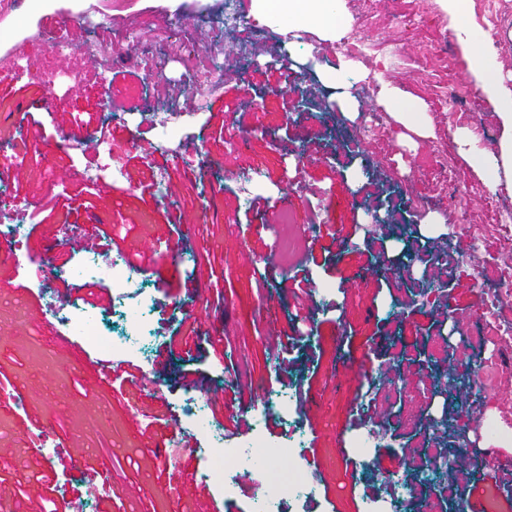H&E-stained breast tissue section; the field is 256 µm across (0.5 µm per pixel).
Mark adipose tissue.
Here are the masks:
<instances>
[{"mask_svg":"<svg viewBox=\"0 0 512 512\" xmlns=\"http://www.w3.org/2000/svg\"><path fill=\"white\" fill-rule=\"evenodd\" d=\"M448 13L453 33L465 51L469 71L477 84L494 98L501 122L497 147L480 149L469 129L453 133L461 155L490 186L512 183V89L505 86L496 55L487 47L482 33L468 20L464 0H441ZM251 13L258 23L277 26L283 33L297 34L313 31L329 40L340 39L349 23L345 0H252ZM368 71L349 59H340L336 66L323 70V82L335 90L339 111L353 115L361 110L360 101L353 95L356 83L366 80ZM377 104L391 112L398 123L425 138L430 134L426 106L411 98L392 81L377 77Z\"/></svg>","mask_w":512,"mask_h":512,"instance_id":"1","label":"adipose tissue"}]
</instances>
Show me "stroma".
<instances>
[{
    "label": "stroma",
    "mask_w": 512,
    "mask_h": 512,
    "mask_svg": "<svg viewBox=\"0 0 512 512\" xmlns=\"http://www.w3.org/2000/svg\"><path fill=\"white\" fill-rule=\"evenodd\" d=\"M466 5L474 26L493 17L486 39L512 88V0ZM345 6L377 72L425 103L433 135L416 147L375 99H363L353 119L320 111L332 91L317 73L326 41L316 33H303L296 47L312 68L291 67L292 85L281 89L287 37L269 25L226 29L224 0H60L51 10L0 0V31L19 36L50 23L78 45L90 15L99 39L114 46L108 67L86 61L80 89L63 85L48 99L19 80L0 86V193L43 218L23 244L32 265L0 259V372L10 381L0 388L6 512H252L257 472L233 471L234 492L225 496L201 479L197 457L184 455L177 469L163 462V450L204 441L202 432L177 427L186 396L207 401L217 424L244 414L246 439L272 387L314 401L299 423L315 493L283 501L281 512H362L364 497H388L382 474H411L437 454L452 469L463 459L477 465V489L460 498L466 506L512 512V442L487 435L493 424L512 431V335H470L490 312L512 327V298L492 309L486 294L512 280V188L490 187L452 137L466 127L494 148L497 109L470 76L439 0ZM209 52L223 78L197 106L188 99L189 66ZM299 90L308 91L310 108L297 110ZM165 105L181 108L182 148L197 152L194 162L155 151V115ZM103 128L125 176L92 188L83 174L97 163ZM236 139L242 148L228 149ZM286 196L290 224L280 209ZM392 205L405 219L388 233V255L397 257L390 263L366 250L352 227L366 223L368 210ZM431 211L441 223H425ZM87 233L139 265L153 309L145 370L154 387L101 379L62 341L70 305L112 310L102 284L68 291L56 275L78 265ZM291 235L316 262L308 267L311 319L283 355L267 337L291 331L288 276L297 260L276 252ZM417 235L446 257L447 285L403 255ZM463 362L470 369L456 386L433 384V373ZM368 426L385 434L372 466L347 468ZM77 448L85 451L79 466L71 460ZM88 472L105 475L110 493L87 499Z\"/></svg>",
    "instance_id": "obj_1"
}]
</instances>
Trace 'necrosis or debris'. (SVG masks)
Instances as JSON below:
<instances>
[{
    "label": "necrosis or debris",
    "instance_id": "necrosis-or-debris-1",
    "mask_svg": "<svg viewBox=\"0 0 512 512\" xmlns=\"http://www.w3.org/2000/svg\"><path fill=\"white\" fill-rule=\"evenodd\" d=\"M47 39V33L34 31L28 40L13 44L8 55L0 58V67L16 72L25 84L50 93L63 84L72 89L82 87L86 79L85 60L91 57L103 58L110 52L109 46L100 43L93 35L79 46L71 45L59 37L54 40L55 46L70 60L66 69L30 64L31 46ZM68 274L76 281H99L110 290L113 298L112 316L123 325L122 331H112L96 311L76 306L72 308L67 319L70 331L82 337L99 352L113 358H143L145 324L151 308L149 298L137 277L135 265L122 257L104 261L100 253L94 250L86 253L81 263L69 269ZM186 403L189 407L190 426L206 434L204 446L197 451L205 464L206 480L229 495L233 492L230 473L242 467L262 473L267 489L256 497L253 512H278L280 496L284 493L296 500L311 497L314 489L301 469L280 473L269 466L268 460L272 452L262 431H255L243 443L229 444L223 428L215 426L211 421L205 401L191 396Z\"/></svg>",
    "mask_w": 512,
    "mask_h": 512
}]
</instances>
